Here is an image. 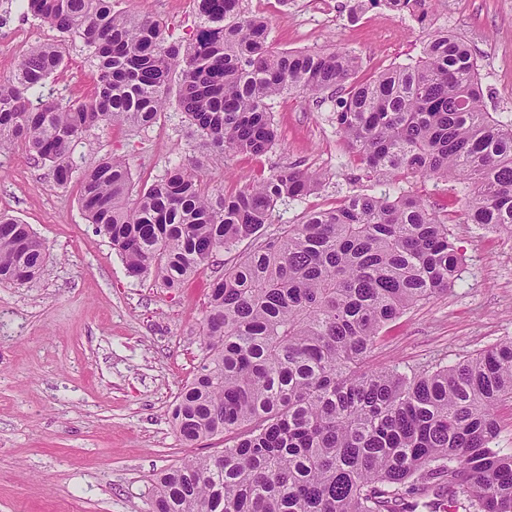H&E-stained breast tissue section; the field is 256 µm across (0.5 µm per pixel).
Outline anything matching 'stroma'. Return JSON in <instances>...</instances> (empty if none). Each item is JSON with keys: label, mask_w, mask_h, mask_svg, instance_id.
<instances>
[{"label": "stroma", "mask_w": 512, "mask_h": 512, "mask_svg": "<svg viewBox=\"0 0 512 512\" xmlns=\"http://www.w3.org/2000/svg\"><path fill=\"white\" fill-rule=\"evenodd\" d=\"M354 0H243L265 17L282 50L343 46L362 59L358 80L414 62L422 43L446 29L466 41L480 65L488 111L512 120V0H433L425 24L384 6L353 12ZM118 8L161 21L188 41L197 23L193 0H118ZM0 79L55 30L0 0ZM96 67L81 41L68 44L66 65L47 82L61 102L83 98ZM330 94L276 100V147L262 156L213 153L182 112L168 109L149 126L88 131L73 158L86 168L107 155L127 156L135 188L150 186L175 164L195 168L207 189L234 193L281 165L323 175L306 198L277 206L274 223H298L308 211L344 196L378 194L336 129ZM396 191L448 212L463 256L454 288L390 323L368 357L377 367L453 364L512 338V233L468 224L459 215L461 185L419 177ZM79 180L57 186L51 168L23 146L0 153V212L30 224L44 240L42 275L0 284V512H151L154 479L183 460L223 450L216 436L185 445L171 412L203 352L200 321L209 283L253 249L246 240L216 253L183 287L130 276L81 209Z\"/></svg>", "instance_id": "stroma-1"}]
</instances>
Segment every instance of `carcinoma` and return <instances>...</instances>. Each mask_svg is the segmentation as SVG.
I'll return each mask as SVG.
<instances>
[{"label": "carcinoma", "mask_w": 512, "mask_h": 512, "mask_svg": "<svg viewBox=\"0 0 512 512\" xmlns=\"http://www.w3.org/2000/svg\"><path fill=\"white\" fill-rule=\"evenodd\" d=\"M181 44L157 20L112 0H22L62 35L33 46L0 80V152L22 144L56 185L99 126L154 123L172 103L213 152L272 151L275 101L346 89L335 122L370 173L464 186L461 216L512 232V121L487 112L477 59L439 32L413 63L357 82L346 47L285 51L243 0H194ZM398 12L431 0H357ZM79 39L96 62L88 96L63 106L46 91ZM180 74L171 95L174 73ZM80 202L134 277L180 287L211 255L260 237L280 202L307 196L317 171L283 165L226 195L173 166L128 206L131 166L112 155L80 176ZM48 249L30 225L0 215V284L38 278ZM462 257L448 214L400 193L354 194L242 255L210 286L204 352L172 411L188 443L226 433L218 455L156 478L162 512H512V448L498 408L512 404V339L453 365L365 368L381 331L454 287Z\"/></svg>", "instance_id": "cac0c4a2"}]
</instances>
